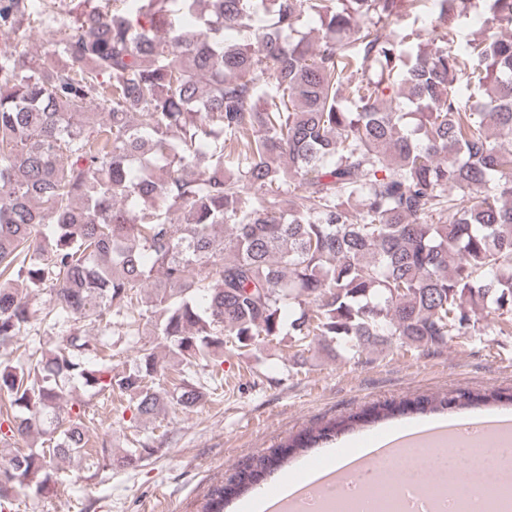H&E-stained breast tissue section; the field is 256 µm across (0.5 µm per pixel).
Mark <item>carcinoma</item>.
Here are the masks:
<instances>
[{"label": "carcinoma", "instance_id": "cac0c4a2", "mask_svg": "<svg viewBox=\"0 0 512 512\" xmlns=\"http://www.w3.org/2000/svg\"><path fill=\"white\" fill-rule=\"evenodd\" d=\"M482 2L454 48L473 0H84L54 65L20 46L56 0H0V346L37 320L61 331L0 360V512L56 491L60 461L83 463L78 481L151 458L90 441L93 399L117 394L144 423L193 408L192 373L226 350L287 336L298 367L314 344L425 353L482 314L512 334V150L497 141L512 133V0ZM427 3L425 33L394 34ZM306 14L315 42L295 35ZM122 342L135 355L117 372ZM511 399L459 391L330 421L202 512L357 425ZM33 433L43 445H19Z\"/></svg>", "mask_w": 512, "mask_h": 512}]
</instances>
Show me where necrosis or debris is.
<instances>
[{"mask_svg": "<svg viewBox=\"0 0 512 512\" xmlns=\"http://www.w3.org/2000/svg\"><path fill=\"white\" fill-rule=\"evenodd\" d=\"M436 454L431 464L424 449H387L349 486L318 488L300 512H512V435Z\"/></svg>", "mask_w": 512, "mask_h": 512, "instance_id": "obj_1", "label": "necrosis or debris"}]
</instances>
